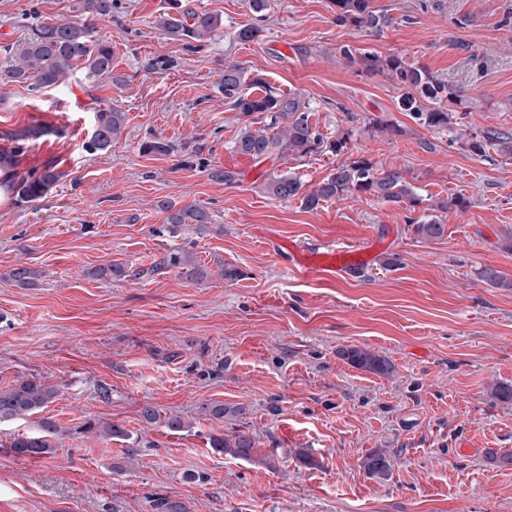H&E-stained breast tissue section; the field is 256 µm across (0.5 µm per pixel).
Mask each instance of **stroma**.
Wrapping results in <instances>:
<instances>
[{"label":"stroma","mask_w":512,"mask_h":512,"mask_svg":"<svg viewBox=\"0 0 512 512\" xmlns=\"http://www.w3.org/2000/svg\"><path fill=\"white\" fill-rule=\"evenodd\" d=\"M173 0H117L93 36L111 44L112 74L75 71L38 92L0 85V150L33 121L63 130L14 165L15 178L55 160L62 178L43 198L0 205V389L30 378L56 388L38 416L0 422V512H153L162 494L188 512H512V469L490 452L512 451V155H470L462 138L512 131V0H370L390 19L378 35L339 24L334 0H272L259 39L241 42L254 18L249 0H180L218 15L196 51L155 26ZM84 0H0V69L21 64L32 25L80 19ZM348 45L398 54L448 82L465 114L458 132L417 124L385 74H357L339 55ZM262 77L305 104L340 153L271 158L257 165L233 147L262 114L232 110L218 91L225 66ZM71 108L56 111L60 100ZM126 112L117 142L85 152L100 104ZM397 124L394 138L375 130ZM160 140L168 153L150 151ZM358 158L403 171L422 199L462 196L439 212L438 240L416 236L407 212L366 193L304 209L276 200L263 183L290 171L315 186ZM237 172L235 183L217 179ZM210 213L201 228L166 229L158 205ZM383 244L399 259L373 261L336 281L301 273L288 245ZM183 247L207 278L162 269L140 280H93L94 266L150 267ZM42 270L20 288L2 273ZM236 268L229 280L224 269ZM388 358L380 377L340 351ZM111 386L110 400L96 387ZM243 407L246 431L275 459L249 463L213 451L228 424L207 405ZM151 405L191 422L173 434L146 422ZM59 432L52 454L21 457L14 435L37 421ZM112 424L116 441L92 433ZM386 449L391 476L367 475L365 454ZM305 451L307 465L297 458Z\"/></svg>","instance_id":"35a3bbf8"}]
</instances>
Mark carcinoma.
Wrapping results in <instances>:
<instances>
[{"mask_svg":"<svg viewBox=\"0 0 512 512\" xmlns=\"http://www.w3.org/2000/svg\"><path fill=\"white\" fill-rule=\"evenodd\" d=\"M337 7L336 19L342 25L377 32L388 23V16L373 10L370 0H334ZM114 0H84L88 17L82 21L42 23L32 30L21 52L23 65L0 70V83L8 85L27 83L34 91L57 87L63 84L71 72L81 68L89 81L112 74V46L91 37L93 22L99 16L112 12ZM221 25V18L210 12L182 11L175 3L171 11L161 14L155 27L166 34L184 40L200 42L212 36ZM341 54L350 62H356L359 70L371 73H386L402 91L400 108L411 114L420 125L438 130H452L461 125L455 105L461 102L448 83L426 69L415 66L399 55L380 56L366 51L358 55L348 46L341 48ZM252 83L260 87V94L244 91L242 70L237 65L224 67L219 87L226 103L244 115L264 112L270 121L261 129H245L235 142V150L261 164L269 158L285 156L302 157L312 153L331 151L339 153L346 147L348 139L331 141L323 136L310 122V113L300 100L286 96L270 86L263 78L255 76ZM125 124V113L107 105L94 112L93 124L86 148L90 151H106L112 142L119 139ZM50 134L47 129L30 126L10 137L15 146L4 153L10 159H18L32 142ZM467 147L475 155L483 156L486 148L512 155V132L486 131L481 136H472ZM63 173L57 164L47 161L41 168L27 176L13 181L7 188L16 201L29 203L47 195L60 180ZM267 195L278 200H299L307 210L316 209L329 200H341L354 193L366 192L382 202L405 204L409 212L416 211L421 199L414 187L398 170H380L370 160L359 158L349 164H341L335 172L312 188L300 177L288 173H272L264 182ZM167 212L165 218L172 231L192 221L195 224L211 223V216L203 209L185 206L178 210L167 202L161 203ZM416 235L424 239H437L445 234V225L429 217H407ZM177 269L179 274L193 280H201L206 272L197 264L195 256L188 250H171L150 269L125 267L123 265L94 266L85 275L94 280L111 277H132L140 279L157 269ZM41 272L25 265H19L3 274V278L19 287H29ZM482 280L494 288H512V280L502 276L495 269L485 267L480 271ZM340 355L356 368L386 375L393 370L392 363L385 357L359 347L343 348ZM56 390L36 380L27 379L8 390L0 391V421L24 419L38 413L55 397ZM207 415L216 421L231 424L232 434L212 438L211 446L218 452L229 454L245 461L262 460L272 467L274 462L258 454L257 441L251 434L241 431L235 424L242 416V408L222 402L206 407ZM141 414L149 422H161L173 431L189 428L178 415L162 416L157 408L145 406ZM57 432L56 423L43 419L35 434L17 435L9 447L19 456L44 457L54 449L53 438ZM364 468L372 477L385 480L390 476L391 464L387 451L377 448L364 459ZM155 512H186L183 503L158 495L154 499Z\"/></svg>","mask_w":512,"mask_h":512,"instance_id":"cac0c4a2","label":"carcinoma"}]
</instances>
